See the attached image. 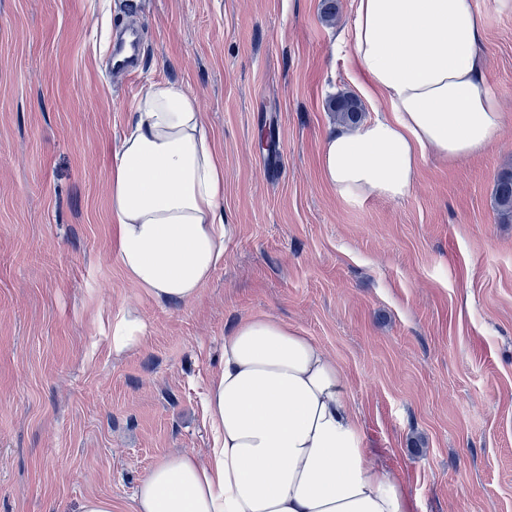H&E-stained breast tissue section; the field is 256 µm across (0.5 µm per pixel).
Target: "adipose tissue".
<instances>
[{
    "mask_svg": "<svg viewBox=\"0 0 512 512\" xmlns=\"http://www.w3.org/2000/svg\"><path fill=\"white\" fill-rule=\"evenodd\" d=\"M475 0H354L347 57L376 117L321 141L323 180L349 204L409 195L427 151L455 160L498 140L504 110L482 72ZM117 260L161 305L197 297L224 258V158L196 96L151 83L110 156ZM114 354L145 322L111 317ZM205 458L171 454L140 480L134 512H409L403 482L369 463L336 359L272 316L240 319L203 395Z\"/></svg>",
    "mask_w": 512,
    "mask_h": 512,
    "instance_id": "obj_1",
    "label": "adipose tissue"
}]
</instances>
